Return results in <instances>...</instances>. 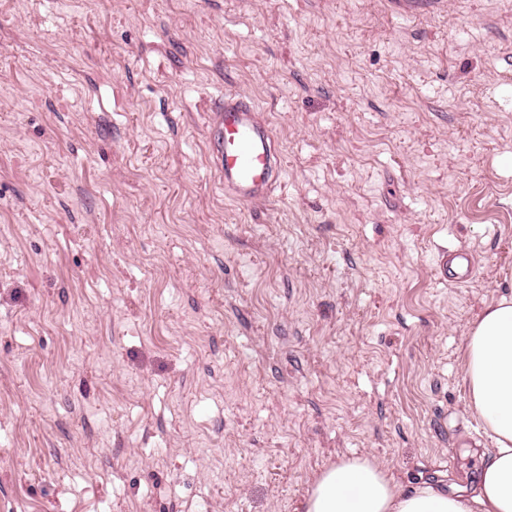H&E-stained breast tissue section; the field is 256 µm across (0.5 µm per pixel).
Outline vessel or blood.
Wrapping results in <instances>:
<instances>
[{"instance_id": "vessel-or-blood-1", "label": "vessel or blood", "mask_w": 512, "mask_h": 512, "mask_svg": "<svg viewBox=\"0 0 512 512\" xmlns=\"http://www.w3.org/2000/svg\"><path fill=\"white\" fill-rule=\"evenodd\" d=\"M212 127V161L225 193L246 206L268 199L280 180L270 124L247 97L228 92Z\"/></svg>"}]
</instances>
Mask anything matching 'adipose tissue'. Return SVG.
Instances as JSON below:
<instances>
[{
    "instance_id": "1",
    "label": "adipose tissue",
    "mask_w": 512,
    "mask_h": 512,
    "mask_svg": "<svg viewBox=\"0 0 512 512\" xmlns=\"http://www.w3.org/2000/svg\"><path fill=\"white\" fill-rule=\"evenodd\" d=\"M469 410L494 440L471 489L424 482L406 489L361 458L326 467L304 512H512V296L488 304L463 348Z\"/></svg>"
}]
</instances>
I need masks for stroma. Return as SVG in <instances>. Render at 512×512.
Instances as JSON below:
<instances>
[{
	"instance_id": "1",
	"label": "stroma",
	"mask_w": 512,
	"mask_h": 512,
	"mask_svg": "<svg viewBox=\"0 0 512 512\" xmlns=\"http://www.w3.org/2000/svg\"><path fill=\"white\" fill-rule=\"evenodd\" d=\"M228 89L282 156L251 207ZM509 295L512 0H0V512H303L351 457L470 486ZM258 112L247 97L224 92L212 119L215 172L224 192L246 206L268 199L280 180L274 134Z\"/></svg>"
}]
</instances>
